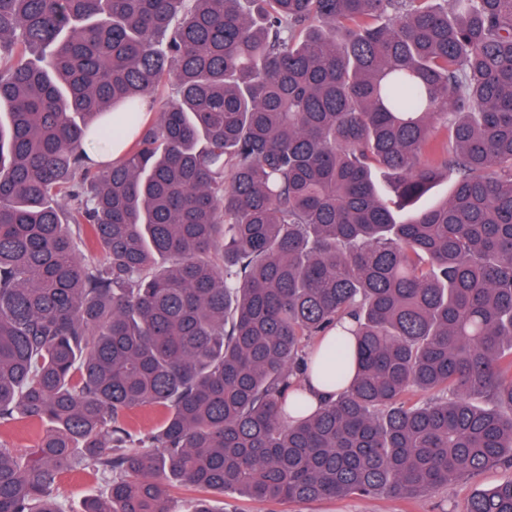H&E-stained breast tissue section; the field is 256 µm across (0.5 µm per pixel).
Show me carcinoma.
<instances>
[{
  "label": "carcinoma",
  "instance_id": "1",
  "mask_svg": "<svg viewBox=\"0 0 512 512\" xmlns=\"http://www.w3.org/2000/svg\"><path fill=\"white\" fill-rule=\"evenodd\" d=\"M108 118L131 143L93 167ZM18 420L0 512H67L78 471V512H224L512 466V0H0ZM464 512H512V481ZM0 439L9 448H30L35 442V436L25 424L19 422L12 425L10 429L0 431ZM62 493L69 501L73 510H78L81 501L101 490V483L90 473L75 474L64 477L62 482Z\"/></svg>",
  "mask_w": 512,
  "mask_h": 512
}]
</instances>
